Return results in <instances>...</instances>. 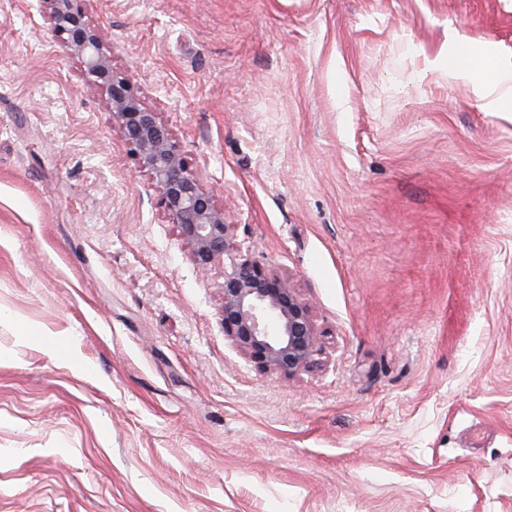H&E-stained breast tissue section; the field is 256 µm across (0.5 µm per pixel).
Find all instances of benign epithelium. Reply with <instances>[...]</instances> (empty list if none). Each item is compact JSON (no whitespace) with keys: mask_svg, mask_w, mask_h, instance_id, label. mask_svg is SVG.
Segmentation results:
<instances>
[{"mask_svg":"<svg viewBox=\"0 0 512 512\" xmlns=\"http://www.w3.org/2000/svg\"><path fill=\"white\" fill-rule=\"evenodd\" d=\"M81 0H39L38 9L82 59L84 78L106 89L108 106L140 170L161 195L167 222L193 263L209 270L223 259L233 234L224 207L192 173L160 113L146 107L128 77L112 67V50L100 28L87 20ZM224 337L264 373L295 377L317 364L320 332L310 306L283 275L245 255L224 272Z\"/></svg>","mask_w":512,"mask_h":512,"instance_id":"obj_1","label":"benign epithelium"}]
</instances>
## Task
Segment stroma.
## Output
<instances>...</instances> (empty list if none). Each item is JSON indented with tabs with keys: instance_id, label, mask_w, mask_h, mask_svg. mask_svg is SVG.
Returning <instances> with one entry per match:
<instances>
[{
	"instance_id": "stroma-1",
	"label": "stroma",
	"mask_w": 512,
	"mask_h": 512,
	"mask_svg": "<svg viewBox=\"0 0 512 512\" xmlns=\"http://www.w3.org/2000/svg\"><path fill=\"white\" fill-rule=\"evenodd\" d=\"M233 224L201 272L102 89L0 0V512H512V0H87ZM496 85L449 79L455 48ZM289 276L312 370L224 338ZM491 55L482 53L460 52L448 55L447 71L449 78L477 75L488 85H496L502 75ZM224 337L264 373L292 378L317 364L322 336L283 275L241 256L224 270Z\"/></svg>"
}]
</instances>
